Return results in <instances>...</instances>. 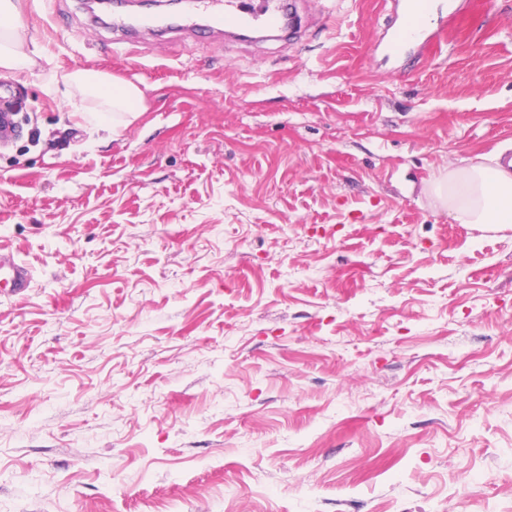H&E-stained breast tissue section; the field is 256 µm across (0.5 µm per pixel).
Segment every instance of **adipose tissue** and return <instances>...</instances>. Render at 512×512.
<instances>
[{"instance_id":"adipose-tissue-1","label":"adipose tissue","mask_w":512,"mask_h":512,"mask_svg":"<svg viewBox=\"0 0 512 512\" xmlns=\"http://www.w3.org/2000/svg\"><path fill=\"white\" fill-rule=\"evenodd\" d=\"M48 94L65 90L74 111L101 125L128 124L143 111L141 92L130 82H118L104 72L75 69L51 75ZM433 194L455 221L462 224H512V163H472L436 176Z\"/></svg>"}]
</instances>
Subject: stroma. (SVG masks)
<instances>
[{
  "mask_svg": "<svg viewBox=\"0 0 512 512\" xmlns=\"http://www.w3.org/2000/svg\"><path fill=\"white\" fill-rule=\"evenodd\" d=\"M301 32L117 43L18 0L36 66L0 145V512H512V227L431 180L512 156V0L406 75L393 0ZM86 32L77 37L67 24ZM139 87L94 130L53 71ZM7 275L16 294H23L30 283L29 269L19 262L14 255L0 250V277Z\"/></svg>",
  "mask_w": 512,
  "mask_h": 512,
  "instance_id": "35a3bbf8",
  "label": "stroma"
}]
</instances>
